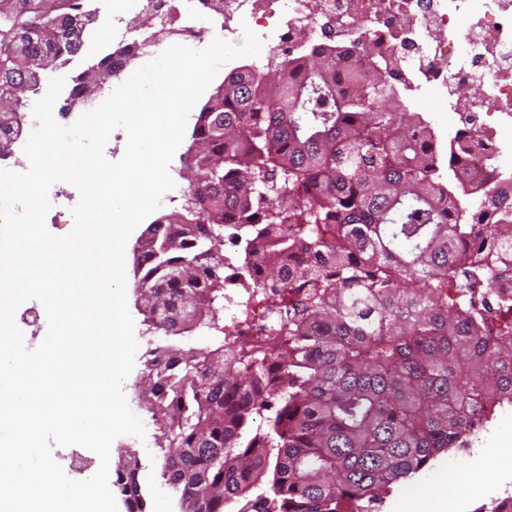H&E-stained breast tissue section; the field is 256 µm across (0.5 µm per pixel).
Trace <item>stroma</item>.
<instances>
[{"label":"stroma","mask_w":512,"mask_h":512,"mask_svg":"<svg viewBox=\"0 0 512 512\" xmlns=\"http://www.w3.org/2000/svg\"><path fill=\"white\" fill-rule=\"evenodd\" d=\"M117 40L102 29L90 28L80 51L70 60L55 62L56 71L77 76L103 56L115 51ZM138 350L135 365L123 384L132 412L145 424L144 439L121 436L110 452V471H117L123 451L135 454L138 478L145 499V512H178L179 506L159 471V450L155 446V426L149 403L139 396L136 385L145 369L148 350L166 345L161 332L146 324L139 310H132ZM512 497V406L495 409L484 427L472 438L469 451L455 448L440 453L420 473L393 484L381 502L372 504V512H406L416 498L438 503H466V512H482L491 499Z\"/></svg>","instance_id":"stroma-1"}]
</instances>
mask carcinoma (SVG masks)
<instances>
[{
    "label": "carcinoma",
    "mask_w": 512,
    "mask_h": 512,
    "mask_svg": "<svg viewBox=\"0 0 512 512\" xmlns=\"http://www.w3.org/2000/svg\"><path fill=\"white\" fill-rule=\"evenodd\" d=\"M95 21L83 0H0V159L26 92ZM396 65L376 46L274 54L199 112L184 204L134 261L136 303L172 337L143 376L181 512H358L512 405V318L489 324L512 313V184L491 159L468 175L467 130L444 149L455 194L430 126L390 89ZM110 72L107 55L82 92ZM226 237L243 270L260 246L264 288L286 300L271 332L285 349L224 335ZM261 409L267 431L251 435ZM117 484L144 512L138 463Z\"/></svg>",
    "instance_id": "carcinoma-1"
}]
</instances>
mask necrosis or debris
<instances>
[{
    "mask_svg": "<svg viewBox=\"0 0 512 512\" xmlns=\"http://www.w3.org/2000/svg\"><path fill=\"white\" fill-rule=\"evenodd\" d=\"M143 11L170 29L173 42L197 48L207 36L240 42L251 29L264 47L352 50L376 43L402 59L400 95L445 116L451 132L472 118L483 131L469 161L512 156V0H224V19L210 35L180 24V9L205 13L207 0H141ZM274 308L265 291L225 292L224 333L262 343ZM250 334H242L241 324Z\"/></svg>",
    "mask_w": 512,
    "mask_h": 512,
    "instance_id": "4bbe7bcc",
    "label": "necrosis or debris"
}]
</instances>
